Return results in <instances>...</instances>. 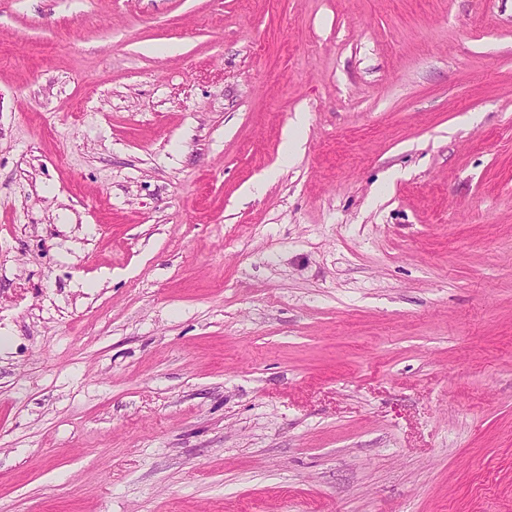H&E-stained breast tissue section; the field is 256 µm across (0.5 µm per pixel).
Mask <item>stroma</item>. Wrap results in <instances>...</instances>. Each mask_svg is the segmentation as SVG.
<instances>
[{
	"mask_svg": "<svg viewBox=\"0 0 512 512\" xmlns=\"http://www.w3.org/2000/svg\"><path fill=\"white\" fill-rule=\"evenodd\" d=\"M0 512H512V0H0ZM296 119L292 122L286 133L284 142V157L288 161L294 159L300 151L301 133L306 126V112L300 107L296 110Z\"/></svg>",
	"mask_w": 512,
	"mask_h": 512,
	"instance_id": "35a3bbf8",
	"label": "stroma"
}]
</instances>
